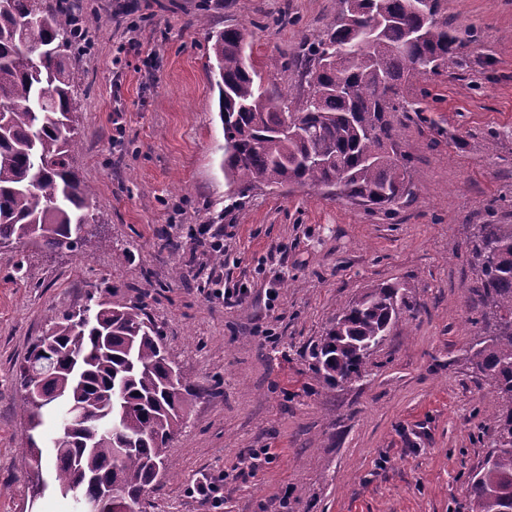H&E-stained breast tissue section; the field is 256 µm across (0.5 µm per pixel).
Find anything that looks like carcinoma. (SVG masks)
Masks as SVG:
<instances>
[{"instance_id": "cac0c4a2", "label": "carcinoma", "mask_w": 512, "mask_h": 512, "mask_svg": "<svg viewBox=\"0 0 512 512\" xmlns=\"http://www.w3.org/2000/svg\"><path fill=\"white\" fill-rule=\"evenodd\" d=\"M444 0H336V18L289 65L283 93L264 81L243 29L211 36L224 127L225 178L245 197L307 185L339 200L390 210L412 196L390 114L408 111L398 88L463 62L462 33ZM76 19L43 0H0V248L72 251L96 236L95 189L76 171L80 81L67 59ZM467 245L481 282L483 336L474 373L494 386L493 438L467 487L468 512H512V224H474ZM379 283L344 305L314 347L331 383L368 375L366 345L384 341L404 304ZM94 305L47 317L49 329L17 371L31 501L41 494L44 413L61 412L52 485L103 512H136L167 468L166 450L188 416L195 386L169 357L145 301Z\"/></svg>"}]
</instances>
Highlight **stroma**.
Instances as JSON below:
<instances>
[{"instance_id": "35a3bbf8", "label": "stroma", "mask_w": 512, "mask_h": 512, "mask_svg": "<svg viewBox=\"0 0 512 512\" xmlns=\"http://www.w3.org/2000/svg\"><path fill=\"white\" fill-rule=\"evenodd\" d=\"M93 18L74 165L96 191L98 235L76 251L0 253V512H31L15 370L46 317L88 302L146 300L166 348L214 394L194 401L143 512H213L190 497L224 476L222 512H464L499 400L466 359L481 334L473 224H512V0H446L475 39L464 65L401 86L413 195L368 211L311 187L237 196L210 38L247 27L253 57L320 38L336 0H72ZM293 21L278 24L281 13ZM224 237V261L209 250ZM377 283L407 306L369 360L332 386L312 349L346 302ZM241 288L233 305L216 289ZM269 449L253 471L242 455Z\"/></svg>"}]
</instances>
